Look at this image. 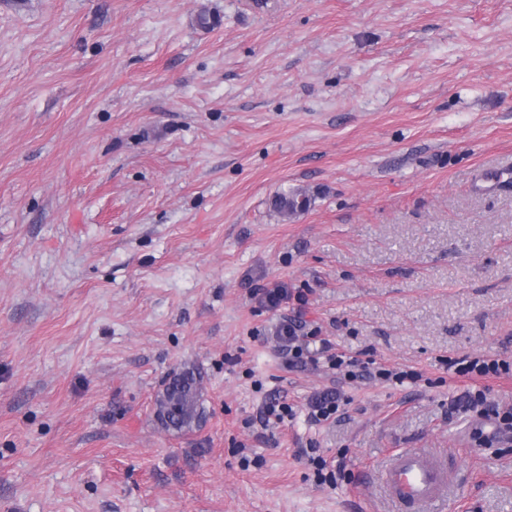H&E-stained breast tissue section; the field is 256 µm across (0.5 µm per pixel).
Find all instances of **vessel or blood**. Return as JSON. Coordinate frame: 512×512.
Instances as JSON below:
<instances>
[{
    "instance_id": "1",
    "label": "vessel or blood",
    "mask_w": 512,
    "mask_h": 512,
    "mask_svg": "<svg viewBox=\"0 0 512 512\" xmlns=\"http://www.w3.org/2000/svg\"><path fill=\"white\" fill-rule=\"evenodd\" d=\"M381 480L402 512H428L451 494L446 469L424 448L395 451Z\"/></svg>"
}]
</instances>
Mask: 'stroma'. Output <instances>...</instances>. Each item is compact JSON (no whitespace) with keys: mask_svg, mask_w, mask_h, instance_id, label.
Instances as JSON below:
<instances>
[{"mask_svg":"<svg viewBox=\"0 0 512 512\" xmlns=\"http://www.w3.org/2000/svg\"><path fill=\"white\" fill-rule=\"evenodd\" d=\"M465 355L512 363V0H0V512H398L401 448L450 463L435 512H512V437L468 402L512 411V372ZM310 200L302 191H285L277 194L272 202V208L283 217L302 213L309 207ZM279 338L286 348V363L288 367H295L305 363L304 347L302 344H296L299 336H296V329L292 323L285 322L279 328ZM459 365L457 373L459 375L465 376L469 374H475L479 377H488L498 376L501 371L505 373L508 370V365L504 362H500L499 360H485L480 358H474L471 360H467V358H463L460 361L454 362L452 365ZM202 380V372L192 365L162 381L155 398V416L164 429L186 433L200 426L204 414Z\"/></svg>","mask_w":512,"mask_h":512,"instance_id":"1","label":"stroma"}]
</instances>
